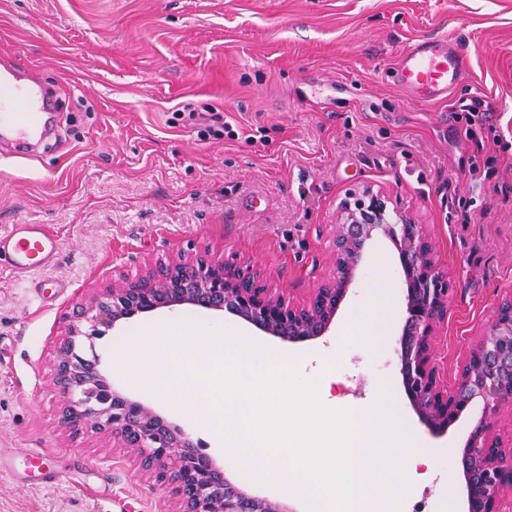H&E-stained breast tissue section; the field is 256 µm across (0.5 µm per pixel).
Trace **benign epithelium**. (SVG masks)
Instances as JSON below:
<instances>
[{
  "label": "benign epithelium",
  "instance_id": "7a95c632",
  "mask_svg": "<svg viewBox=\"0 0 512 512\" xmlns=\"http://www.w3.org/2000/svg\"><path fill=\"white\" fill-rule=\"evenodd\" d=\"M375 231L392 241L404 273L405 315L395 339L404 395L434 436L446 434L472 405L482 403V415L456 461L465 512H498L504 493L512 492V448L491 436L494 422L512 406V308L497 307L487 332L469 350L454 387H444L436 347L453 289L434 258L424 225L370 188L351 192L341 202L333 233V276L302 306L272 294L267 276L252 265L207 252L135 279L114 280L77 306L56 346L52 373L62 398L63 429L77 437L89 426L136 449L142 469L179 498L182 512H282L280 502L233 484L181 426L118 392L99 360L80 355L77 343L105 334L120 321L183 305L229 313L284 343L317 340L335 324Z\"/></svg>",
  "mask_w": 512,
  "mask_h": 512
}]
</instances>
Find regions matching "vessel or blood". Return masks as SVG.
Returning a JSON list of instances; mask_svg holds the SVG:
<instances>
[{
    "label": "vessel or blood",
    "instance_id": "1",
    "mask_svg": "<svg viewBox=\"0 0 512 512\" xmlns=\"http://www.w3.org/2000/svg\"><path fill=\"white\" fill-rule=\"evenodd\" d=\"M466 61L445 35L419 38L403 47L394 70L398 87L407 96L427 102L447 100L465 73ZM55 104L29 77L18 55L0 54V140L26 150L43 142L52 130ZM9 256L14 277L54 265L57 240L40 224L14 225L0 237V253Z\"/></svg>",
    "mask_w": 512,
    "mask_h": 512
}]
</instances>
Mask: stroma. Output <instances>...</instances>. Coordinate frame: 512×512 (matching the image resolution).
Segmentation results:
<instances>
[{"instance_id": "35a3bbf8", "label": "stroma", "mask_w": 512, "mask_h": 512, "mask_svg": "<svg viewBox=\"0 0 512 512\" xmlns=\"http://www.w3.org/2000/svg\"><path fill=\"white\" fill-rule=\"evenodd\" d=\"M447 35L468 69L447 101L418 102L392 81L399 49ZM18 52L57 95L56 143L0 148V234L42 224L55 266L13 280L0 255V454L24 476L0 481V512H179L132 449L59 424L51 382L64 317L112 279L195 251L236 257L275 294L306 303L334 271L331 237L352 190L384 192L424 225L454 289L438 339L454 384L469 349L512 294V0H0V50ZM196 109L194 120H173ZM46 280L63 293L31 301ZM239 325L191 306L118 324L95 340L100 368L170 316ZM400 395L393 348L344 346L324 376L329 400ZM197 433L224 463V440L146 389L121 385ZM481 416L442 438L414 423L406 512H459L448 455ZM46 449L57 474L28 468Z\"/></svg>"}]
</instances>
